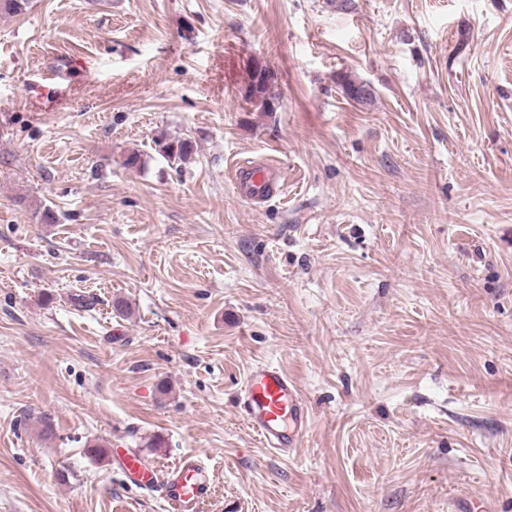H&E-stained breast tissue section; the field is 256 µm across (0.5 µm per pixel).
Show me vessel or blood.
<instances>
[{"instance_id":"vessel-or-blood-1","label":"vessel or blood","mask_w":512,"mask_h":512,"mask_svg":"<svg viewBox=\"0 0 512 512\" xmlns=\"http://www.w3.org/2000/svg\"><path fill=\"white\" fill-rule=\"evenodd\" d=\"M279 179L274 164L257 162L239 166L234 183L240 196L260 201ZM237 408L262 444L282 454L297 448L310 426L302 393L282 367L269 362L256 363L249 370ZM122 465L137 485L160 492L168 512H199L213 493V474L194 454L183 455L170 466L146 464L129 454Z\"/></svg>"}]
</instances>
